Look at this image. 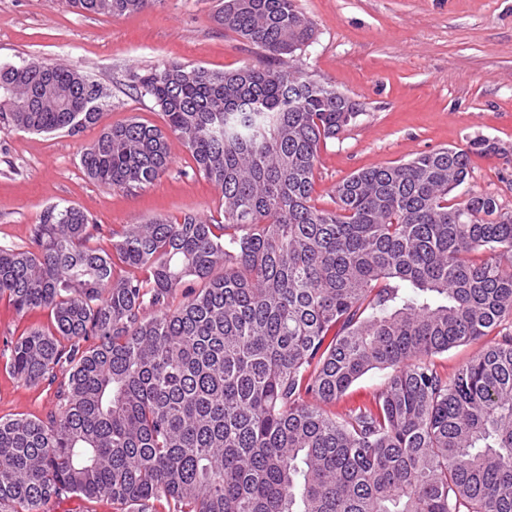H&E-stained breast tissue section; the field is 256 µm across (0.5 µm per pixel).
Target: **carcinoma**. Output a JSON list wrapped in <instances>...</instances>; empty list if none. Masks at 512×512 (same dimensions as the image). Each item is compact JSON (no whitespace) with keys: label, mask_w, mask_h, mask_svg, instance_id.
I'll list each match as a JSON object with an SVG mask.
<instances>
[{"label":"carcinoma","mask_w":512,"mask_h":512,"mask_svg":"<svg viewBox=\"0 0 512 512\" xmlns=\"http://www.w3.org/2000/svg\"><path fill=\"white\" fill-rule=\"evenodd\" d=\"M161 2L66 0L108 17ZM214 20L278 62L314 35L296 0H220ZM136 90L164 128L106 127L84 175L141 189L173 137L223 218L123 224L107 253L83 210L56 204L25 245H0V298L53 315L12 344L9 373L59 382L61 406L0 417V512L65 494L129 512H512V211L486 193L450 203L468 153L358 171L325 209L321 148L357 116L336 88L291 66L169 63ZM108 98L71 66H0V131L75 136ZM372 371L386 378L370 402L331 410ZM496 333H491L484 340L461 345L438 355L434 360L438 368L444 374L451 376L461 365L476 356L483 348L485 340L494 338Z\"/></svg>","instance_id":"carcinoma-1"}]
</instances>
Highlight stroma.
<instances>
[{
  "mask_svg": "<svg viewBox=\"0 0 512 512\" xmlns=\"http://www.w3.org/2000/svg\"><path fill=\"white\" fill-rule=\"evenodd\" d=\"M216 0H162L122 16L77 14L64 0H0V66L64 63L107 88L99 123L80 136L0 131V243L21 246L49 205L84 210L110 249L113 228L186 212L217 215L221 194L199 175L189 152L172 143V162L142 189L88 181L82 146L104 126L129 119L162 125L153 101L137 94V76L164 63L214 71L268 60L214 19ZM314 22L311 44L293 67L329 83L358 104V116L320 153L316 203L332 208V190L352 173L405 162L439 148L467 151L470 174L451 195H493L512 210V0H297ZM498 146L486 153L480 141ZM50 310L18 313L0 299V417L45 418L56 389L28 384L5 367L10 345L31 328H49Z\"/></svg>",
  "mask_w": 512,
  "mask_h": 512,
  "instance_id": "obj_1",
  "label": "stroma"
}]
</instances>
